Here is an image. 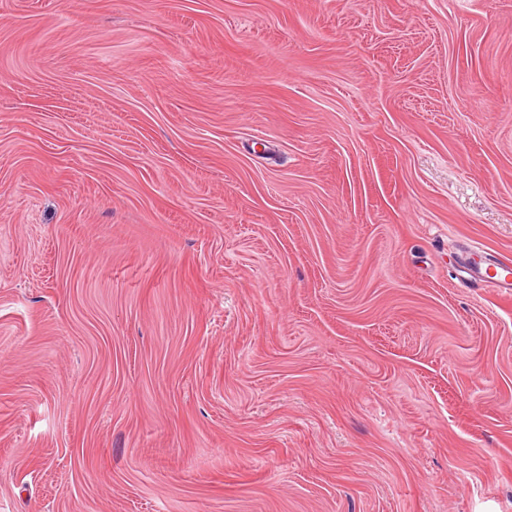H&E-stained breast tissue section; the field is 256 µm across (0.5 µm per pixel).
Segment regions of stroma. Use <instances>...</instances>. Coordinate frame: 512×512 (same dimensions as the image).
Segmentation results:
<instances>
[{"label":"stroma","mask_w":512,"mask_h":512,"mask_svg":"<svg viewBox=\"0 0 512 512\" xmlns=\"http://www.w3.org/2000/svg\"><path fill=\"white\" fill-rule=\"evenodd\" d=\"M512 0H0V512H512ZM460 280L477 290L496 288L500 291H512V260L505 259L494 264L487 263L479 252L471 254L458 269Z\"/></svg>","instance_id":"obj_1"}]
</instances>
